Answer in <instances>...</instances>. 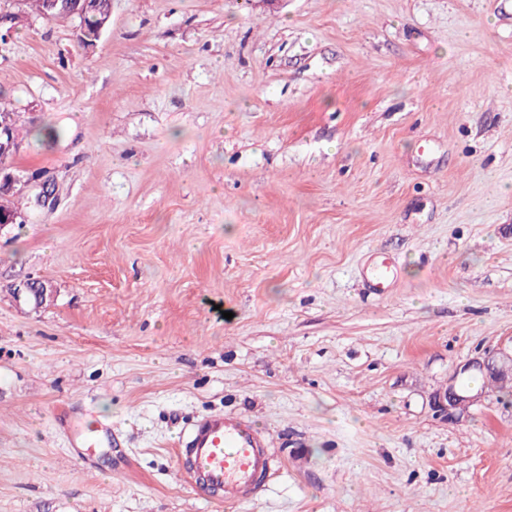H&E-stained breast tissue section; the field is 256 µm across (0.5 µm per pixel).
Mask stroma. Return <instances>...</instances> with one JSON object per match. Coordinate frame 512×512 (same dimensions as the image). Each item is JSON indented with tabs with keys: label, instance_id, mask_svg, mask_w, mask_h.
I'll list each match as a JSON object with an SVG mask.
<instances>
[{
	"label": "stroma",
	"instance_id": "obj_1",
	"mask_svg": "<svg viewBox=\"0 0 512 512\" xmlns=\"http://www.w3.org/2000/svg\"><path fill=\"white\" fill-rule=\"evenodd\" d=\"M15 12L11 167L56 193L0 231V512H512V397L431 401L512 344V0H112L89 48ZM212 412L262 496L175 479ZM472 370H478L485 378L493 381L486 383L487 389H496L497 385L512 390V344L510 353L501 348L488 349L482 357L468 359L456 367L448 379V386L436 393L432 402L436 411L447 417L449 422H459L470 416L471 408L484 397L482 391L473 393L460 388L457 383L461 374ZM180 446L182 478L204 500L243 502L264 492L276 473L267 438L240 415L203 416L192 424ZM78 448H108L112 445V427L103 424L84 423L73 436Z\"/></svg>",
	"mask_w": 512,
	"mask_h": 512
}]
</instances>
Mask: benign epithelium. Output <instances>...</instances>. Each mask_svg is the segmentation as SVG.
Returning <instances> with one entry per match:
<instances>
[{
    "label": "benign epithelium",
    "mask_w": 512,
    "mask_h": 512,
    "mask_svg": "<svg viewBox=\"0 0 512 512\" xmlns=\"http://www.w3.org/2000/svg\"><path fill=\"white\" fill-rule=\"evenodd\" d=\"M97 7V0H47L43 18L49 21L76 22L84 18L86 11ZM21 145L12 141H0V184H4L12 191H24L31 179L15 174L10 165L5 163L8 156H16ZM19 298L34 297L41 300L54 296V289L47 288L38 280L28 279L21 283ZM477 370L490 382L486 388L492 390L499 386L512 390V352L507 353L500 348L488 349L483 356L471 358L458 365L448 379V386L433 396V406L437 412L447 417L450 422H459L470 416L473 406L481 402L483 392H472L459 387L460 375Z\"/></svg>",
    "instance_id": "benign-epithelium-1"
}]
</instances>
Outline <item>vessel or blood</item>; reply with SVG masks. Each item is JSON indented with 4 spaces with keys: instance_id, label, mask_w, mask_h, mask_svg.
<instances>
[{
    "instance_id": "1",
    "label": "vessel or blood",
    "mask_w": 512,
    "mask_h": 512,
    "mask_svg": "<svg viewBox=\"0 0 512 512\" xmlns=\"http://www.w3.org/2000/svg\"><path fill=\"white\" fill-rule=\"evenodd\" d=\"M79 448H108L111 427L86 423L73 436ZM181 474L204 500L238 503L264 492L276 473L260 429L240 415L210 413L192 424L179 450Z\"/></svg>"
}]
</instances>
